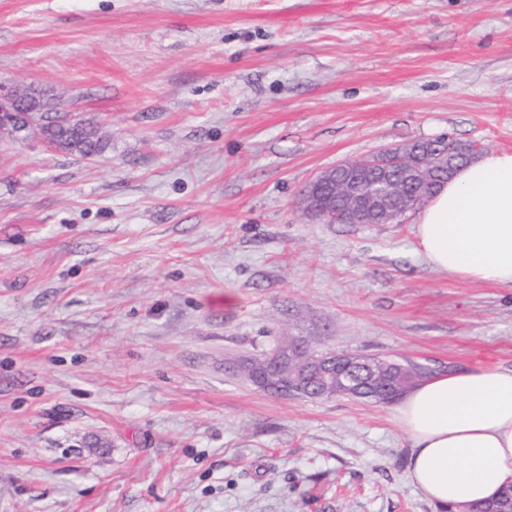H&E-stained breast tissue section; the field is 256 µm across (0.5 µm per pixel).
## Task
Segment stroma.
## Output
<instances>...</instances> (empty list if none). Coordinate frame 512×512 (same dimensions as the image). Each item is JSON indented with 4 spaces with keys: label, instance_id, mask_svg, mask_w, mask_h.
Wrapping results in <instances>:
<instances>
[{
    "label": "stroma",
    "instance_id": "35a3bbf8",
    "mask_svg": "<svg viewBox=\"0 0 512 512\" xmlns=\"http://www.w3.org/2000/svg\"><path fill=\"white\" fill-rule=\"evenodd\" d=\"M0 84L105 143L0 140V512H438L392 407L263 392L276 337L512 369V287L414 212L325 224L321 171L512 151V0H0Z\"/></svg>",
    "mask_w": 512,
    "mask_h": 512
}]
</instances>
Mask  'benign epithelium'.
<instances>
[{
  "mask_svg": "<svg viewBox=\"0 0 512 512\" xmlns=\"http://www.w3.org/2000/svg\"><path fill=\"white\" fill-rule=\"evenodd\" d=\"M480 152L478 144L450 134L430 139L416 160L405 145L381 148L319 174L303 196L304 210L331 224H393L429 197L437 178L452 177L463 161ZM241 370L264 391L327 398L360 392L363 373L376 371V363L320 350L296 336L286 348L257 364L244 363Z\"/></svg>",
  "mask_w": 512,
  "mask_h": 512,
  "instance_id": "7a95c632",
  "label": "benign epithelium"
}]
</instances>
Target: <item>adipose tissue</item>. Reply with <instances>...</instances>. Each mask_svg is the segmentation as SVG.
<instances>
[{
    "label": "adipose tissue",
    "instance_id": "1",
    "mask_svg": "<svg viewBox=\"0 0 512 512\" xmlns=\"http://www.w3.org/2000/svg\"><path fill=\"white\" fill-rule=\"evenodd\" d=\"M415 226L433 270L512 286V152L461 167ZM393 416L412 448L407 478L440 512L512 483V370L430 377L395 401Z\"/></svg>",
    "mask_w": 512,
    "mask_h": 512
}]
</instances>
